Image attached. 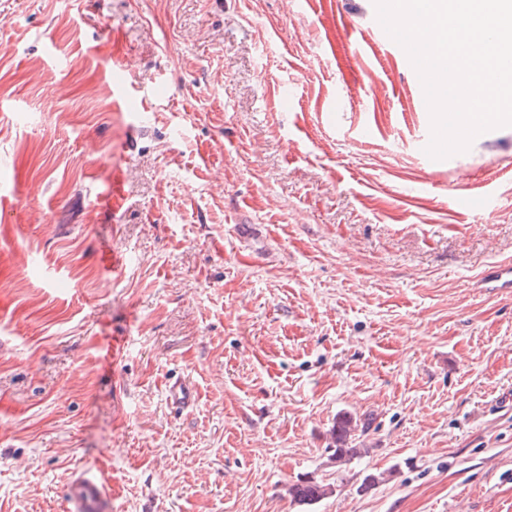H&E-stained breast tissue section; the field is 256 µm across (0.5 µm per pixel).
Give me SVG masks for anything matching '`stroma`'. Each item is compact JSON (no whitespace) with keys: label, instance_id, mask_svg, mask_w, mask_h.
<instances>
[{"label":"stroma","instance_id":"obj_1","mask_svg":"<svg viewBox=\"0 0 512 512\" xmlns=\"http://www.w3.org/2000/svg\"><path fill=\"white\" fill-rule=\"evenodd\" d=\"M420 88L373 0H0V512H512V126ZM480 288L490 293L512 291V265L493 264L488 266L482 274ZM166 397L174 409H187L194 401L193 386L185 378H173L166 389ZM357 427V423L348 416H341L336 419V426L332 431L334 443L332 459L339 466L350 463L354 458L361 457L367 451L366 448H356V445H353L355 441L353 437ZM68 512H112V495L103 472L71 476L65 487ZM333 489L314 481H301L293 484L289 488V494L292 501L298 504H310L331 494Z\"/></svg>","mask_w":512,"mask_h":512}]
</instances>
